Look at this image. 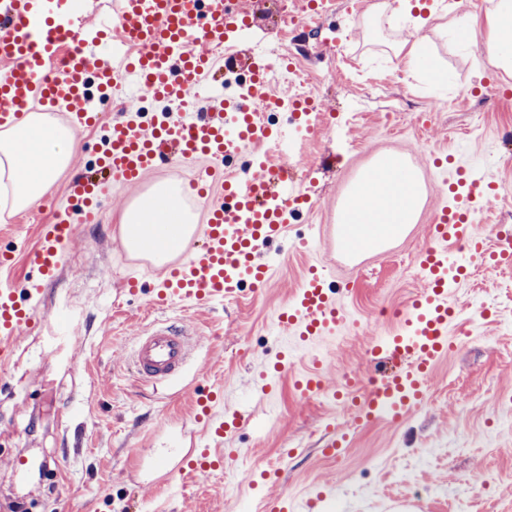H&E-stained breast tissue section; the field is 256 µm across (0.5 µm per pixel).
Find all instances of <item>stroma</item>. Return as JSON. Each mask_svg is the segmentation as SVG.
<instances>
[{
    "mask_svg": "<svg viewBox=\"0 0 512 512\" xmlns=\"http://www.w3.org/2000/svg\"><path fill=\"white\" fill-rule=\"evenodd\" d=\"M345 2L336 0L335 12L322 18L325 42L309 61L325 127L307 140L303 163L292 172L309 207L291 218L288 242L259 251L273 264L268 288H243L212 308L150 305L147 290L161 269L128 254L118 231L121 214L159 180L189 183L198 163L162 162L144 183L112 189L99 223L77 224L47 288L45 320L0 363V512H264L262 494L249 479L266 469L278 471L279 489L288 495L320 493L322 512H383L388 502L408 503L409 512H452L461 499L468 512H512V266L470 272L455 288L456 346L435 368L424 403L403 420L358 421L326 397L302 396L294 377L310 367L306 358L283 373L275 402L250 385L278 362L282 347L273 318L314 263L325 265L343 289L344 308L356 322L318 347L325 378L367 377L369 343L424 286L417 253L438 197L448 191L433 156L458 153L496 181L501 191L492 210L475 211L473 220L491 244V226L512 231V144L503 141L512 131V96L477 92L490 81L512 89V74L484 68L474 41L448 27L451 18L480 11L479 0H429L432 19L419 30L395 32L366 28L363 13L346 11ZM112 8L113 0H87L68 13L94 55L115 53V43L100 36ZM403 39L423 44L442 83L396 59L389 44ZM338 49L353 68L387 75L388 84L371 90L348 81L329 63ZM105 136L102 126L79 130L70 165L39 204L0 215V250L13 255L0 284L26 287L38 225L54 223L55 203L64 202L71 176L92 166ZM386 153L420 173L425 202L418 221L358 266L337 264L336 216L347 188ZM299 235L312 236L308 251L290 246ZM129 276L145 293L123 294ZM382 307L392 317L374 318ZM62 310L78 325L71 366L47 350L48 327ZM155 319L194 326L199 349L179 376L152 385L139 380L126 354L140 328ZM216 387L243 419L224 439L238 451L232 468L180 491L142 483V471L174 464L190 440H206L193 418V399ZM337 431L347 435L344 452L324 456ZM16 455L37 462L26 480L9 467Z\"/></svg>",
    "mask_w": 512,
    "mask_h": 512,
    "instance_id": "1",
    "label": "stroma"
}]
</instances>
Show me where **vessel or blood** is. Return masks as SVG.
Wrapping results in <instances>:
<instances>
[{
  "mask_svg": "<svg viewBox=\"0 0 512 512\" xmlns=\"http://www.w3.org/2000/svg\"><path fill=\"white\" fill-rule=\"evenodd\" d=\"M59 7V0H0L1 129L17 126L38 109L62 113L77 127L90 126L99 119L90 107L92 90H105L119 78L168 102L199 97L213 53L254 24L246 9L226 11L224 0H116L114 25L121 44L132 54L115 64L92 59L84 47L68 51L76 32L57 23ZM198 43L204 53H189V45ZM239 64L250 74L244 96L215 89L209 96L210 108L148 125L135 106L114 117L96 171L79 174L68 186V198L80 204L78 223L94 224L103 197L101 175H111L116 186L136 185L166 155L206 160L197 178L205 211L198 239L165 266L151 298L160 309L212 307L236 297L243 285L255 291L265 288L270 273L258 261V251L288 233L279 200L287 198L295 207L306 201L287 170L269 161L258 162L244 177H227L221 171L225 159L250 148L272 144L287 151L290 138L288 130L265 123L256 109L272 97L265 64L251 56ZM444 175L450 193L434 209L428 241L418 256L425 287L389 335L376 337L370 346L372 357L397 360L399 367L378 373L363 396L353 398L356 418H399L422 402L433 369L448 352L456 319L450 297L461 281L464 263L512 265V234L498 232V245L492 248L470 222L471 212L492 205L494 182L461 162L445 169ZM75 225L66 218L39 225L29 288L0 285V361L9 358L36 321L42 288L55 279L61 250L72 241ZM276 319L283 343L305 355L349 324L327 275L316 268ZM192 348L188 328L162 323L136 337L130 359L140 380L158 383L184 369ZM298 388L306 396L336 392L317 367L299 381ZM216 400L213 394L194 398L196 418L207 426L214 447L188 448L173 466H161L162 480L173 484L200 480L227 467L217 445L237 427L238 418L229 409L217 408ZM266 505L272 512L278 507L284 512L314 510L311 499L280 494L268 497Z\"/></svg>",
  "mask_w": 512,
  "mask_h": 512,
  "instance_id": "b4317fda",
  "label": "vessel or blood"
}]
</instances>
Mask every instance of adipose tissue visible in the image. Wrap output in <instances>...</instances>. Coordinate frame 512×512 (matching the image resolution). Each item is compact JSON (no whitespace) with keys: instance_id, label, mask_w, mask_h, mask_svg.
I'll return each mask as SVG.
<instances>
[{"instance_id":"ef3b65f1","label":"adipose tissue","mask_w":512,"mask_h":512,"mask_svg":"<svg viewBox=\"0 0 512 512\" xmlns=\"http://www.w3.org/2000/svg\"><path fill=\"white\" fill-rule=\"evenodd\" d=\"M451 29L459 36L479 34V49L488 67L512 72V0H496L483 13L457 18ZM77 148L69 126L50 113H31L21 126L0 131V190L10 195L14 208L37 204ZM182 193L180 183L162 182L132 203L120 219L124 247L152 253L159 264L167 261L169 244L189 238L197 222L196 214L180 204ZM421 206L416 171L397 156L385 155L353 187L338 221L345 227L347 245L370 250L402 236L416 222Z\"/></svg>"}]
</instances>
